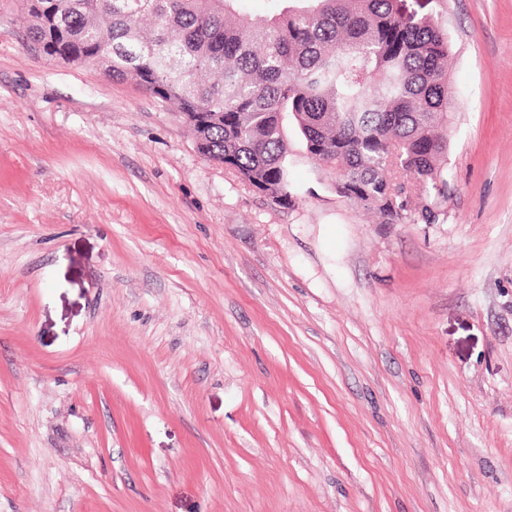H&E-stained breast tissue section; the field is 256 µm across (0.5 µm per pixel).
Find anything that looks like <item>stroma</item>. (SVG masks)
<instances>
[{
	"instance_id": "obj_1",
	"label": "stroma",
	"mask_w": 512,
	"mask_h": 512,
	"mask_svg": "<svg viewBox=\"0 0 512 512\" xmlns=\"http://www.w3.org/2000/svg\"><path fill=\"white\" fill-rule=\"evenodd\" d=\"M436 223L282 206L0 6V512H512V0H437Z\"/></svg>"
}]
</instances>
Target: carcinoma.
Returning a JSON list of instances; mask_svg holds the SVG:
<instances>
[{
  "mask_svg": "<svg viewBox=\"0 0 512 512\" xmlns=\"http://www.w3.org/2000/svg\"><path fill=\"white\" fill-rule=\"evenodd\" d=\"M18 0L31 53L99 66L171 103L206 160L292 203L284 120L386 224L438 220L448 31L436 0Z\"/></svg>",
  "mask_w": 512,
  "mask_h": 512,
  "instance_id": "obj_1",
  "label": "carcinoma"
}]
</instances>
